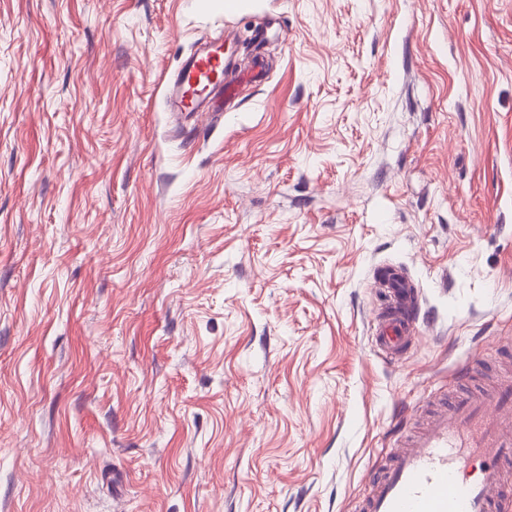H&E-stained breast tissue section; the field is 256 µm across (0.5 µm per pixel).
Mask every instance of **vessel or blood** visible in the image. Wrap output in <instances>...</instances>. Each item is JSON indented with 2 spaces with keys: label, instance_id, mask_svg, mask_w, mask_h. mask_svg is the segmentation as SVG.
<instances>
[{
  "label": "vessel or blood",
  "instance_id": "b4317fda",
  "mask_svg": "<svg viewBox=\"0 0 512 512\" xmlns=\"http://www.w3.org/2000/svg\"><path fill=\"white\" fill-rule=\"evenodd\" d=\"M234 62L220 42L188 56L166 88L172 112L220 110L235 97L227 80ZM382 292L387 311L378 321L375 342L399 355L418 332L420 310L414 282L402 269H387ZM480 460L477 477L466 470ZM512 471V377L491 388L449 394L425 424L405 438L361 507V512H503L512 497L506 475Z\"/></svg>",
  "mask_w": 512,
  "mask_h": 512
}]
</instances>
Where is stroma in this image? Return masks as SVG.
I'll use <instances>...</instances> for the list:
<instances>
[{
	"label": "stroma",
	"instance_id": "35a3bbf8",
	"mask_svg": "<svg viewBox=\"0 0 512 512\" xmlns=\"http://www.w3.org/2000/svg\"><path fill=\"white\" fill-rule=\"evenodd\" d=\"M231 30L264 81L168 111ZM506 344L512 0H0V512H360ZM380 288L387 299V311L378 321L375 342L391 356L399 355L418 332L420 310L414 282L401 268H389Z\"/></svg>",
	"mask_w": 512,
	"mask_h": 512
}]
</instances>
